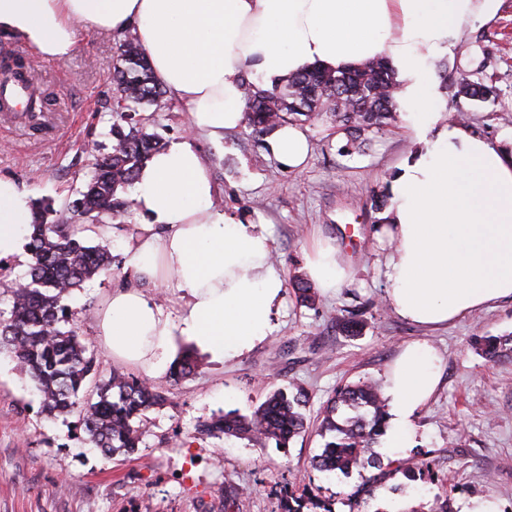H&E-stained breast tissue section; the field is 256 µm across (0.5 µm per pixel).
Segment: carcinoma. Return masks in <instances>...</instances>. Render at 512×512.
Segmentation results:
<instances>
[{"label":"carcinoma","mask_w":512,"mask_h":512,"mask_svg":"<svg viewBox=\"0 0 512 512\" xmlns=\"http://www.w3.org/2000/svg\"><path fill=\"white\" fill-rule=\"evenodd\" d=\"M113 83L117 102L112 151L94 157L80 203L88 212L110 210L124 222L130 205L118 197L119 192L132 185L145 163L163 148L160 139L148 132L139 109L161 106L165 91L154 79L135 37L123 39L119 46ZM396 85L395 72L382 60L336 72L311 67L270 89L247 80L245 122L263 134L284 123L304 124L326 116L336 132L359 149L367 135L395 121ZM457 93L479 102L497 97L494 86L464 74L458 80ZM56 216L49 204L32 208V232L26 245L28 271L5 289L11 309L7 315L0 311V351L8 349L29 371L46 415L57 417L78 408L94 447L109 457L130 455L140 442L136 419L144 411L164 405L167 391L115 370L94 383L93 390L86 389L100 364L69 327L74 313L65 300L85 281L112 274V253L106 246L88 244L83 227L59 224ZM195 369V361L184 355L174 362L170 381L177 383ZM306 404L304 390L289 393L278 388L251 416H220L200 424L197 433L260 443L273 440L283 448L305 432ZM385 415L380 385L359 382L341 388L329 400L321 421L325 443L322 453L313 459V468L321 473H347L381 466L371 448L385 431ZM310 508L333 512L330 504L314 498L306 486L286 490L284 512Z\"/></svg>","instance_id":"cac0c4a2"}]
</instances>
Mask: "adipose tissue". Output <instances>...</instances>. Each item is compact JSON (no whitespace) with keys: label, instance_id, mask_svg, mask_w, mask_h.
<instances>
[{"label":"adipose tissue","instance_id":"ef3b65f1","mask_svg":"<svg viewBox=\"0 0 512 512\" xmlns=\"http://www.w3.org/2000/svg\"><path fill=\"white\" fill-rule=\"evenodd\" d=\"M500 6L501 0H0V33L64 61L77 47L79 27L134 31L157 81L186 105L192 130L215 140L244 121L247 73L269 88L314 65L335 71L386 58L413 141L389 181L391 205L379 229L392 247L387 302L402 319L432 330L512 299V151L435 106L436 62L470 22L493 18ZM269 148L295 172L310 155L308 135L295 124L276 128ZM214 197L205 160L185 138L153 155L135 183L142 221L126 254L140 282L114 288L97 328L112 359L148 378L168 371L176 338L220 362L249 353L274 329L284 279L267 226L221 215ZM29 221L27 194L0 178V257L20 254ZM305 271L324 294L352 275L341 248L325 238L307 250ZM170 277L186 293L175 315L150 294ZM440 363L424 340L404 346L389 367L385 447L408 446L414 418L439 384Z\"/></svg>","mask_w":512,"mask_h":512}]
</instances>
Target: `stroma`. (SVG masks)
I'll list each match as a JSON object with an SVG mask.
<instances>
[{
    "label": "stroma",
    "mask_w": 512,
    "mask_h": 512,
    "mask_svg": "<svg viewBox=\"0 0 512 512\" xmlns=\"http://www.w3.org/2000/svg\"><path fill=\"white\" fill-rule=\"evenodd\" d=\"M120 42V36L82 29L74 55L56 61L36 58L19 37L0 35V65L23 47L24 58L36 59L38 86L51 99L42 132L0 121V178L13 180L31 201L62 209L90 173L88 144L110 149ZM477 62L479 79L498 90L487 103L456 93L459 74ZM435 75L441 111L463 117L492 145L512 144V0H502L494 19L472 21ZM143 115L163 143L191 136L209 162L220 212L267 220L273 259L285 280L304 275L305 253L316 236L337 241L353 276L336 295H317L311 306L301 305L288 286L272 336L252 352L216 362L198 351L193 375L175 385L165 376L156 379L169 400L141 416V442L128 456L108 458L89 444L78 414H44L30 374L1 353L0 512H224L230 487L240 491L233 512H281L280 492L295 482L312 487L334 512H416L445 500L453 512H464L486 498L497 502L499 512H512V300L436 331L404 321L385 301L390 249L374 234L371 197L386 187L411 148L403 119L371 134L364 150L352 154L343 153L346 140L334 134L330 121L309 126L311 157L295 173L275 160L267 136L247 126L215 142L188 134L189 114L178 101L159 110L145 107ZM139 221L135 215L108 235H88L89 244L109 246L112 274L85 282L66 300L81 341L105 376L117 365L97 336L96 315L112 288L135 281L126 243ZM353 313L366 323L363 336L354 339L336 326ZM488 336L505 341L492 357L479 345ZM421 339L444 359L441 384L416 416L411 447L377 445L373 451L384 464L428 463L429 475L414 483L403 473L381 476L371 468L314 470L311 460L323 445L316 427L327 399L347 384L383 381L401 347ZM297 386L311 396L308 429L287 447L195 431L199 422L229 412L251 415L271 391Z\"/></svg>",
    "instance_id": "1"
}]
</instances>
